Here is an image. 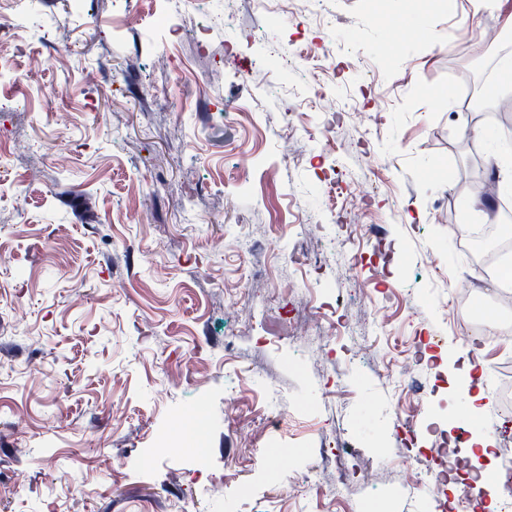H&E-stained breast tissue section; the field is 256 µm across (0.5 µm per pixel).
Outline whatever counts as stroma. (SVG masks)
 I'll return each mask as SVG.
<instances>
[{
    "label": "stroma",
    "instance_id": "1",
    "mask_svg": "<svg viewBox=\"0 0 512 512\" xmlns=\"http://www.w3.org/2000/svg\"><path fill=\"white\" fill-rule=\"evenodd\" d=\"M162 6L83 0L77 25L71 0H41L15 55L43 59L41 92L22 107L0 90V512H424L410 479L431 422L467 418L462 369L479 360L484 392L512 390V340L448 318L457 294L497 287L465 237L470 206L501 214L485 182L512 198V162L486 163L512 143L457 91L467 75L483 97L503 18L492 0H323L319 24L194 0L164 46L147 27ZM301 46L336 62L319 75L333 111L281 67ZM330 174L380 223L328 208ZM288 275L325 289L312 317L351 318L365 346L299 339ZM423 336L442 339L437 369L407 395L434 415L406 425L399 371ZM199 415L217 484L187 455ZM334 441L349 453L322 460ZM315 465L324 485L305 480Z\"/></svg>",
    "mask_w": 512,
    "mask_h": 512
}]
</instances>
